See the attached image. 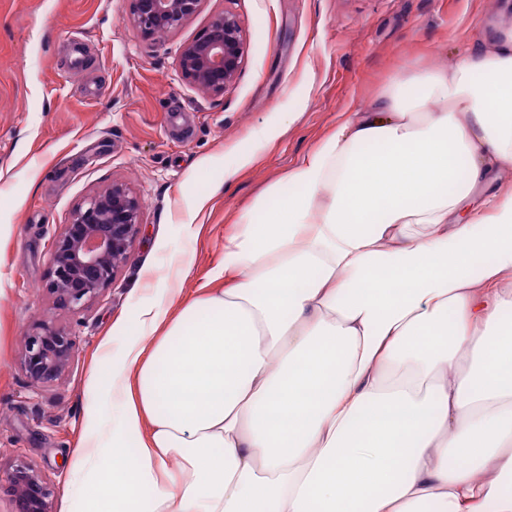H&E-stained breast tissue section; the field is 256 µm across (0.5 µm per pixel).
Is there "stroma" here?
I'll use <instances>...</instances> for the list:
<instances>
[{
	"instance_id": "stroma-1",
	"label": "stroma",
	"mask_w": 512,
	"mask_h": 512,
	"mask_svg": "<svg viewBox=\"0 0 512 512\" xmlns=\"http://www.w3.org/2000/svg\"><path fill=\"white\" fill-rule=\"evenodd\" d=\"M226 8L248 53L235 86L209 96L177 59ZM126 9L0 0V469L33 466L53 487L52 512H66L78 452L94 440L93 364L124 346L117 321L158 303L183 264L187 296L223 287L226 236L341 113L371 106L407 61L452 67L491 22L512 19V0H205L178 29L145 39ZM268 128L278 136L264 138ZM115 182L142 205L130 259L83 309L63 307L44 287L53 242ZM193 212L196 235L185 225ZM44 319L72 332L77 350L62 380L37 386L20 359Z\"/></svg>"
}]
</instances>
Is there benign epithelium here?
<instances>
[{
    "label": "benign epithelium",
    "mask_w": 512,
    "mask_h": 512,
    "mask_svg": "<svg viewBox=\"0 0 512 512\" xmlns=\"http://www.w3.org/2000/svg\"><path fill=\"white\" fill-rule=\"evenodd\" d=\"M128 22L142 37H155L179 28L195 16L205 0H126ZM246 35L236 13L214 14L206 30L184 44L178 66L196 89L222 95L231 89L245 62ZM141 201L130 187L114 182L76 207L56 238L46 288L57 301L78 309L96 298L130 258L140 233ZM76 348L72 334L50 322L27 332L21 368L35 384L60 380ZM11 496V512H52L53 490L46 479L24 461L0 471V488Z\"/></svg>",
    "instance_id": "7a95c632"
}]
</instances>
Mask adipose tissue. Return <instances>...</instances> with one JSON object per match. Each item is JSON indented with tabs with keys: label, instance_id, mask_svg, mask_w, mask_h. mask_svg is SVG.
I'll return each instance as SVG.
<instances>
[{
	"label": "adipose tissue",
	"instance_id": "1",
	"mask_svg": "<svg viewBox=\"0 0 512 512\" xmlns=\"http://www.w3.org/2000/svg\"><path fill=\"white\" fill-rule=\"evenodd\" d=\"M272 184L224 286L138 313L69 512H512V23ZM428 231L411 233L410 225Z\"/></svg>",
	"mask_w": 512,
	"mask_h": 512
}]
</instances>
